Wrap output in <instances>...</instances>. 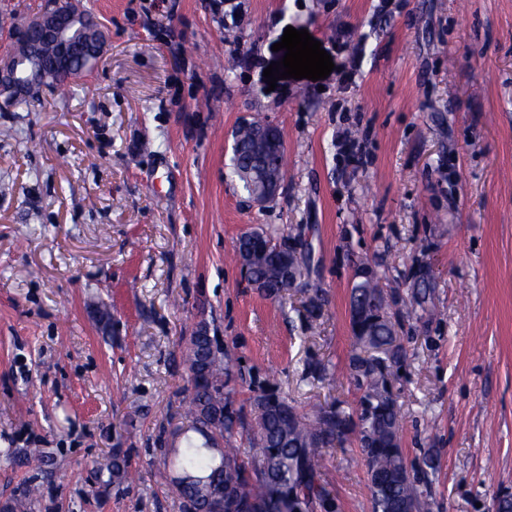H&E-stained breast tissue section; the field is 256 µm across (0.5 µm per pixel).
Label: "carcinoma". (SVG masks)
<instances>
[{
    "label": "carcinoma",
    "instance_id": "1",
    "mask_svg": "<svg viewBox=\"0 0 512 512\" xmlns=\"http://www.w3.org/2000/svg\"><path fill=\"white\" fill-rule=\"evenodd\" d=\"M13 50L20 59L21 78L38 79L44 86L63 90L81 79L89 67L79 57L53 73L28 57L27 39L18 30ZM268 127L252 120L234 134L232 173L245 189L258 184L263 172L249 164L255 134ZM254 248L247 278L268 297L289 290L284 267L303 273L304 243L296 236H277L249 230L239 236L236 257L242 248ZM374 273L355 277L349 291L353 354L348 369L357 395L351 403L336 400L304 413L288 396L262 389L251 402L250 414L234 406L231 359L205 324L190 336L186 350L190 394L187 414L192 419L184 446L175 450L177 474L160 477L172 486L182 512H283L293 499L303 512H333L335 504L323 479L325 450L355 441L364 459L371 493L372 512H431L432 484L437 459L428 454L417 463L407 460L400 432L404 413L394 392L406 356L388 309L402 301L412 311L431 315L433 282L409 276L407 297L387 292ZM252 417L248 447L224 446L236 429ZM99 487L132 481L125 456L115 452L99 471ZM37 489L28 486L13 499V512H30Z\"/></svg>",
    "mask_w": 512,
    "mask_h": 512
}]
</instances>
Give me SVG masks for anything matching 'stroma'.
<instances>
[{
  "label": "stroma",
  "mask_w": 512,
  "mask_h": 512,
  "mask_svg": "<svg viewBox=\"0 0 512 512\" xmlns=\"http://www.w3.org/2000/svg\"><path fill=\"white\" fill-rule=\"evenodd\" d=\"M239 3L223 22L211 0H84L106 37L93 73L0 103V500L35 485L32 512H181L156 474L189 424L196 325L230 353L237 406L273 384L308 412L351 397L355 271L389 290L421 261L434 315L391 310L402 446L438 456L432 512H494L512 494V0ZM44 6L0 0V52ZM289 26L334 68L272 89ZM257 118L287 159L263 207L229 176ZM254 228L307 243L305 291L248 284L233 251ZM116 448L134 479L92 497ZM323 477L338 512H371L356 445L327 449Z\"/></svg>",
  "instance_id": "1"
}]
</instances>
